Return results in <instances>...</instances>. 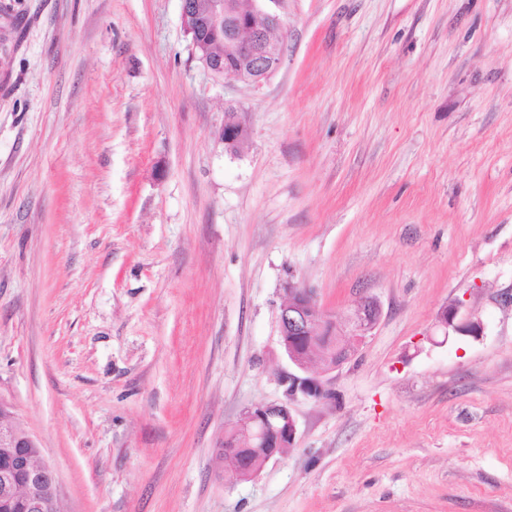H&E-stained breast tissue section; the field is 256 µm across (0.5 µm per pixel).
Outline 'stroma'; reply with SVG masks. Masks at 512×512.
<instances>
[{"label":"stroma","instance_id":"1","mask_svg":"<svg viewBox=\"0 0 512 512\" xmlns=\"http://www.w3.org/2000/svg\"><path fill=\"white\" fill-rule=\"evenodd\" d=\"M280 13L255 87L204 69L181 0H0V402L62 512H512V0ZM291 284L381 317L236 481ZM459 300L480 338L445 336ZM228 110L234 112H226V115H232V117H225L224 126L220 132V140L224 143L225 148L232 152L234 146H237L246 136L247 126L235 108L229 107Z\"/></svg>","mask_w":512,"mask_h":512}]
</instances>
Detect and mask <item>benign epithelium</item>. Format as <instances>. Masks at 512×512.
Here are the masks:
<instances>
[{
    "instance_id": "7a95c632",
    "label": "benign epithelium",
    "mask_w": 512,
    "mask_h": 512,
    "mask_svg": "<svg viewBox=\"0 0 512 512\" xmlns=\"http://www.w3.org/2000/svg\"><path fill=\"white\" fill-rule=\"evenodd\" d=\"M184 31L190 39L192 53L215 79L244 80L259 85L268 80L280 67L282 47L268 38L269 32L283 31L284 21L276 7L280 0H264L261 5L244 7L238 0H210L202 12L196 0H181ZM224 31L229 60L210 54L209 38ZM247 126L239 112L224 119L220 140L228 151L246 136ZM381 309L377 300L360 301L351 315L352 335L363 337L377 324ZM445 335L477 338L483 333L482 324L463 309L461 302L446 307L440 315ZM282 345L290 362L298 372L285 379L286 395L294 400L299 396L319 400L327 392L330 374L339 369L351 351L338 353L335 362L325 361L320 372L304 376L309 361L296 351V343L315 340L328 325H335L332 315L322 308L316 296L305 288L288 287V301L280 308L278 317ZM252 423L262 449L267 430L278 440L294 445L297 427L290 406L286 402L258 405L243 415L239 424ZM0 512H59V486L53 468L42 461L41 451L34 438L18 429L6 410L0 406Z\"/></svg>"
}]
</instances>
